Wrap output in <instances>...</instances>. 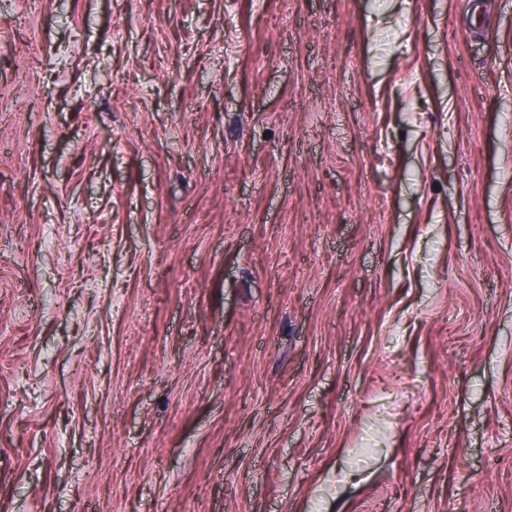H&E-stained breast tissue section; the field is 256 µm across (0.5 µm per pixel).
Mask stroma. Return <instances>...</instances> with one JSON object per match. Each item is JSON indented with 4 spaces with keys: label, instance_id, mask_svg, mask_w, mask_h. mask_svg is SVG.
Listing matches in <instances>:
<instances>
[{
    "label": "stroma",
    "instance_id": "1",
    "mask_svg": "<svg viewBox=\"0 0 512 512\" xmlns=\"http://www.w3.org/2000/svg\"><path fill=\"white\" fill-rule=\"evenodd\" d=\"M0 512H512V0H0Z\"/></svg>",
    "mask_w": 512,
    "mask_h": 512
}]
</instances>
